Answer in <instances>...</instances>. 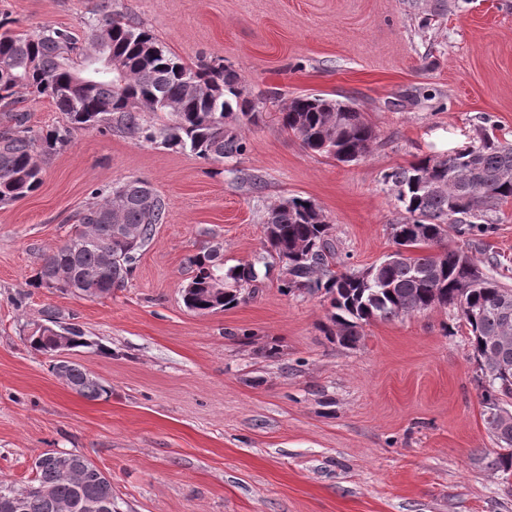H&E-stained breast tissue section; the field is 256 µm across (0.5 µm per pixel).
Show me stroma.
<instances>
[{"instance_id":"1","label":"stroma","mask_w":512,"mask_h":512,"mask_svg":"<svg viewBox=\"0 0 512 512\" xmlns=\"http://www.w3.org/2000/svg\"><path fill=\"white\" fill-rule=\"evenodd\" d=\"M97 0H0L21 33L81 32ZM112 0L185 63L224 59L266 104L247 148L218 164L158 144L76 132L42 184L0 205V479L24 485L47 452L79 453L112 479L114 512H512V480L484 420L481 371L450 309L367 325L356 348L321 330L328 301L283 294L194 313L188 257L215 242L231 268L264 256L261 218L315 202L350 268L393 250L405 210L386 172L494 130L512 139V0ZM356 105L377 139L359 161L308 152L280 128L291 98ZM260 177V187L238 172ZM147 181L168 203L125 287L82 299L37 286L51 253L100 193ZM512 286V203L475 236ZM88 347L72 361L109 383L79 397L24 341L44 308Z\"/></svg>"}]
</instances>
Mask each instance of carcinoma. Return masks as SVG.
Segmentation results:
<instances>
[{"label":"carcinoma","mask_w":512,"mask_h":512,"mask_svg":"<svg viewBox=\"0 0 512 512\" xmlns=\"http://www.w3.org/2000/svg\"><path fill=\"white\" fill-rule=\"evenodd\" d=\"M111 7L110 0H102L97 6L101 17L81 38L55 27L13 34L6 30L10 19L0 18V204L36 191L47 159L81 130L158 142L214 163L246 151L244 125L256 120L261 106L245 92L239 71L222 59L189 66ZM74 54L81 58L77 66L71 62ZM23 90L48 98L62 112L64 125L33 130L29 112L18 107L17 94ZM344 105L323 95L298 96L282 108L279 122L311 153L354 162L371 152L376 133L364 113ZM146 112L160 114V123L147 124ZM384 182L407 213L394 225L393 238L408 255L381 266L367 283L354 269L335 272L332 225L313 201L288 197L271 204L263 220L267 252L290 255L279 288L287 295H323L329 301L325 334L346 348L358 346L364 325L372 321L455 310L481 373L493 375L481 385L485 412L509 418L492 432L501 452L487 467L511 476L512 412L504 403L512 397V289L484 272L501 267L496 257L481 261L448 240L453 234L488 231L496 213L512 202V141L485 131L479 143L395 168ZM143 193L140 180L112 188L80 217L77 233L91 243L74 252L65 243L59 246L43 259L36 284L63 281L86 298L124 287L140 251L167 218L165 199L156 194L145 206ZM110 227L136 232V248H127L115 235L107 251L92 244L107 237ZM223 251L216 242L192 259L193 275L182 287L187 309L224 310L246 301L245 291L255 293L250 264L226 271ZM42 321L45 326L36 328L27 343L51 359L52 373L85 399L112 395V386L84 366L59 359L64 351L91 346L82 329L65 322L55 307L42 311ZM94 468L81 454L47 453L27 485L0 480V512H82L85 500L110 503L112 480L95 477Z\"/></svg>","instance_id":"cac0c4a2"}]
</instances>
